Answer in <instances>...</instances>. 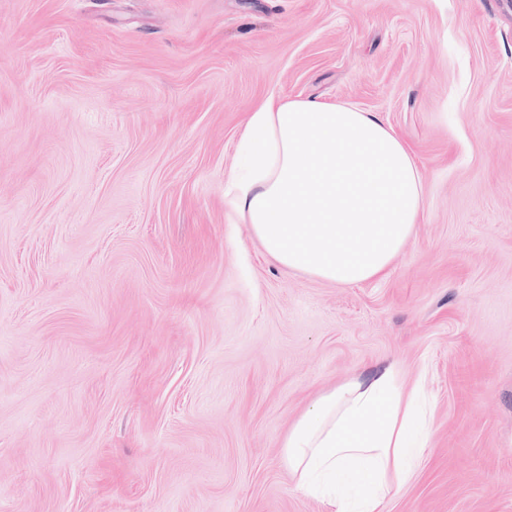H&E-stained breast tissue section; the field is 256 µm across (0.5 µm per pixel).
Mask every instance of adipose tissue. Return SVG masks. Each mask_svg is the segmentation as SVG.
<instances>
[{"label":"adipose tissue","mask_w":512,"mask_h":512,"mask_svg":"<svg viewBox=\"0 0 512 512\" xmlns=\"http://www.w3.org/2000/svg\"><path fill=\"white\" fill-rule=\"evenodd\" d=\"M240 152L229 206L285 268L339 285L382 278L419 222L421 173L371 113L270 98ZM422 415L395 364L361 371L289 428L282 448L296 488L329 512H382L419 468Z\"/></svg>","instance_id":"obj_1"}]
</instances>
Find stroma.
I'll list each match as a JSON object with an SVG mask.
<instances>
[{
    "mask_svg": "<svg viewBox=\"0 0 512 512\" xmlns=\"http://www.w3.org/2000/svg\"><path fill=\"white\" fill-rule=\"evenodd\" d=\"M272 96L407 146L388 276L225 206ZM390 362L430 430L384 512H512V0H0V512H326L281 444Z\"/></svg>",
    "mask_w": 512,
    "mask_h": 512,
    "instance_id": "stroma-1",
    "label": "stroma"
}]
</instances>
